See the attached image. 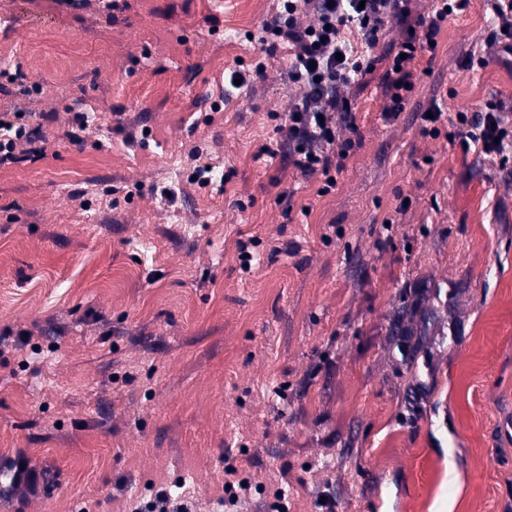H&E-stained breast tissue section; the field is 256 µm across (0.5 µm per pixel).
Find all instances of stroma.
<instances>
[{"instance_id":"obj_1","label":"stroma","mask_w":512,"mask_h":512,"mask_svg":"<svg viewBox=\"0 0 512 512\" xmlns=\"http://www.w3.org/2000/svg\"><path fill=\"white\" fill-rule=\"evenodd\" d=\"M275 13L0 0V64L42 86L0 111L57 115L44 157L0 166V462L48 483L0 491V512H134L174 484L195 512H271L278 487L288 512L324 495L334 512H437L452 466L453 512H512V174L413 112L495 95L512 125L487 2L445 20L397 120L385 64L353 87L356 145L323 196L321 178L256 158L300 94L288 45L261 51ZM471 48L486 66L457 68ZM258 59L263 77L225 96V74ZM79 98L95 121L76 147ZM195 147L223 190L189 184ZM438 292L439 333L403 362ZM229 463L255 487L241 506L222 500ZM440 101H442V98H440ZM440 101L435 94L426 105L420 106L416 111V117L420 120L423 129L433 136H439L440 129L438 125L444 122L445 112H443V104ZM427 112L432 114V118L426 117Z\"/></svg>"}]
</instances>
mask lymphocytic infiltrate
<instances>
[{"label": "lymphocytic infiltrate", "mask_w": 512, "mask_h": 512, "mask_svg": "<svg viewBox=\"0 0 512 512\" xmlns=\"http://www.w3.org/2000/svg\"><path fill=\"white\" fill-rule=\"evenodd\" d=\"M468 5L469 0H437L427 16L409 25L383 76L385 120H395L405 111L407 94L414 86V62L434 54L442 22ZM409 13V0H277L276 14L261 30L273 41L290 46L287 78L302 94L276 126V145L264 148V155L288 162L304 176L323 177L325 187L335 186L330 174L333 161L346 159L355 146L350 89L377 62L370 55L354 57L342 33L347 28L358 30L373 47L388 24L406 22ZM303 14L313 15V22L302 25ZM503 110V101L493 97L478 110L459 111L448 120L434 97L420 106L416 116L434 136L441 133V123H448L446 135L462 152H479L504 165L512 162V126L503 120ZM49 119L46 112H1L0 166L36 156L40 144L47 141L44 127Z\"/></svg>", "instance_id": "obj_1"}]
</instances>
